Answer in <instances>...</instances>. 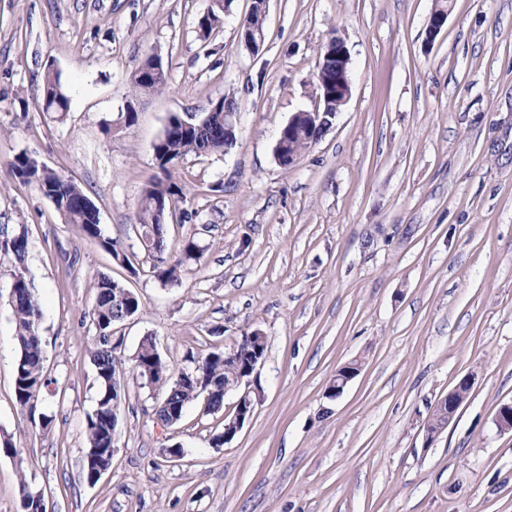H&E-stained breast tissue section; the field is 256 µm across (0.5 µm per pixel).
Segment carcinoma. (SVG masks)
<instances>
[{
  "label": "carcinoma",
  "instance_id": "cac0c4a2",
  "mask_svg": "<svg viewBox=\"0 0 512 512\" xmlns=\"http://www.w3.org/2000/svg\"><path fill=\"white\" fill-rule=\"evenodd\" d=\"M225 0H213L209 11L197 22L199 34L206 39L223 23ZM133 96L160 93L167 87V75H162L149 87H144L140 67H135L130 77ZM43 108L61 115L68 112V99L63 90L60 74L47 69L43 79ZM185 118L178 113L170 115L162 136L154 146L155 158L162 176L153 179L144 189L136 230L141 245L152 261V269L164 283H174L181 278L185 267L197 263L203 249L190 237L184 241L181 253L172 257L167 246V224L159 220V212L174 201H186L184 187L173 177L172 169L189 154H226L237 144L236 134L224 133V111L212 113L203 123L183 125ZM302 150L311 146V133L304 130L288 138L283 130V149L288 144ZM14 175L24 184L35 186L53 201L69 224L81 226L85 235L95 240L113 260L120 262L129 272L136 273L134 254L126 251L122 243L102 235L98 216L94 210H86L79 202L87 195L73 180L48 167H40L35 157L23 152L11 163ZM0 252L12 256V286L10 306L15 322V338L18 356L14 370V389L21 409H32L39 401L46 385L43 365L44 349L38 331L41 309L26 279L27 239L13 234L9 228H0ZM96 304L92 312L94 334L89 349L95 369L99 394L94 410L87 415L84 424L86 451L84 476L94 484L100 479L99 470L109 469L112 464V418L120 416L125 387L121 377L120 358L117 349L120 342L112 339V326L124 321L125 312L137 313L138 297L125 285L112 277L101 274L94 279ZM239 363L224 362V351L217 350L194 361L189 374L179 378L172 376L170 364L159 353L154 339H142L133 359L132 370L137 376L149 380L153 390L161 396L157 411L159 417H173L199 398H206V411L218 412L224 408V387L235 382L238 371L245 367L252 356V346L241 342L235 346Z\"/></svg>",
  "mask_w": 512,
  "mask_h": 512
}]
</instances>
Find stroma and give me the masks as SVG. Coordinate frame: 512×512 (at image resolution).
I'll list each match as a JSON object with an SVG mask.
<instances>
[{"mask_svg":"<svg viewBox=\"0 0 512 512\" xmlns=\"http://www.w3.org/2000/svg\"><path fill=\"white\" fill-rule=\"evenodd\" d=\"M437 3L269 0L253 54L238 42L250 0H230L206 39L197 21L212 0H0V224L28 239L46 378L35 409L20 410L12 259L0 254V439L14 448L0 454V512H24L26 487L47 512H512V431L497 424L512 402V0H449L431 41ZM334 36L351 54V96L281 167L279 132L314 108ZM152 53L167 87L132 100L130 74ZM50 68L62 119L42 108ZM226 95L237 146L173 173L193 217L171 212L168 250L191 236L203 257L165 285L135 233L160 174L154 145L171 114L202 116ZM23 152L84 189L137 274L15 177ZM102 274L140 308L112 327L126 400L112 465L91 485L90 283ZM255 330L267 338L260 388L231 442L214 444L224 415L199 402L158 421V396L130 369L143 337L177 374ZM353 360L358 375L328 398ZM468 374L467 399L426 444L434 405Z\"/></svg>","mask_w":512,"mask_h":512,"instance_id":"obj_1","label":"stroma"}]
</instances>
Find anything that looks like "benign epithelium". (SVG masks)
<instances>
[{
  "instance_id": "obj_1",
  "label": "benign epithelium",
  "mask_w": 512,
  "mask_h": 512,
  "mask_svg": "<svg viewBox=\"0 0 512 512\" xmlns=\"http://www.w3.org/2000/svg\"><path fill=\"white\" fill-rule=\"evenodd\" d=\"M447 13L439 10L432 11L428 19V32L430 39H435L444 29ZM332 49L336 55L335 90L325 92L323 103L316 104L310 111H299L292 115L288 121V136H293L298 121H304L308 131L314 132L315 140H320L332 127L327 117H336L351 95V55L346 43L341 38L332 41ZM265 356L256 353L249 366L235 381V388L243 389L233 403L232 413L224 415V431L221 442H230L249 420L254 406L249 399L251 385L256 383L258 369L263 364ZM474 376L463 377L458 384L448 392L444 398L436 403V407H448L447 419H452L456 411L468 396V390L472 389Z\"/></svg>"
}]
</instances>
